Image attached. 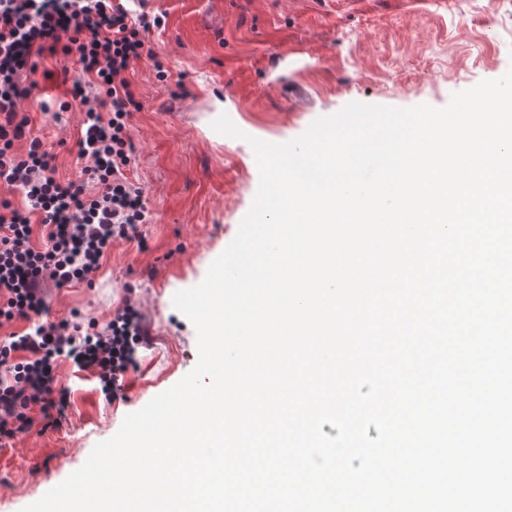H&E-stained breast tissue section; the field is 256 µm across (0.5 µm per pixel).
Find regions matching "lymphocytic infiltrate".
I'll return each mask as SVG.
<instances>
[{
	"instance_id": "1",
	"label": "lymphocytic infiltrate",
	"mask_w": 512,
	"mask_h": 512,
	"mask_svg": "<svg viewBox=\"0 0 512 512\" xmlns=\"http://www.w3.org/2000/svg\"><path fill=\"white\" fill-rule=\"evenodd\" d=\"M163 18L147 0H0V187L21 203L0 201V440L29 431L35 414L64 416L68 391L58 369L71 361L94 374L106 399L117 398L135 368L147 331L131 301L104 327L79 318L47 321V282H90L115 241H141L149 211L143 191L126 176L134 151L128 134L140 102L128 73L151 61L158 80L168 72L145 34ZM71 58L79 70L62 109L79 104L85 117L77 142L78 175L57 177L54 157L29 137L22 111L45 57ZM28 139L26 153L16 141Z\"/></svg>"
}]
</instances>
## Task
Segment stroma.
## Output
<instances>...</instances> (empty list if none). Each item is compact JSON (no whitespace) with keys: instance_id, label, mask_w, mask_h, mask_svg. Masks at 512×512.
<instances>
[{"instance_id":"1","label":"stroma","mask_w":512,"mask_h":512,"mask_svg":"<svg viewBox=\"0 0 512 512\" xmlns=\"http://www.w3.org/2000/svg\"><path fill=\"white\" fill-rule=\"evenodd\" d=\"M165 14L148 36L168 68L158 81L144 62L128 78L140 111L129 118L135 145L129 179L142 187L150 220L144 245L119 241L93 285L50 288V316L72 312L105 323L124 298L139 307L150 342L117 399L106 400L90 372L60 368L69 406L60 425L34 427L0 443V512H22L198 362L193 324L173 306L200 283L235 237L259 187L250 138L283 143L345 105L445 106L453 93L512 68V7L498 0H150ZM23 107L31 134L51 147L59 175L81 166L82 112H62L66 59ZM183 101L174 110L173 101ZM48 111H41L40 102ZM228 115L244 139L211 123Z\"/></svg>"}]
</instances>
